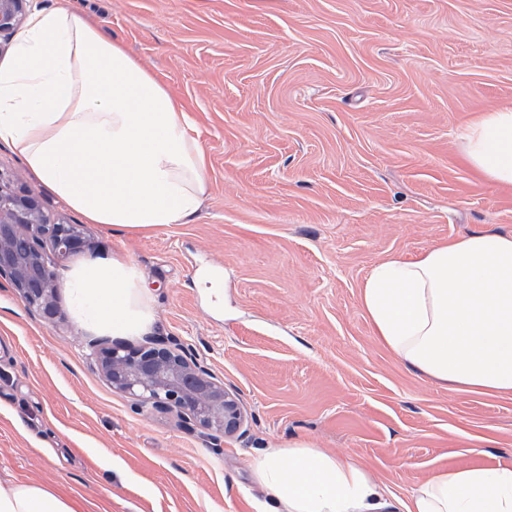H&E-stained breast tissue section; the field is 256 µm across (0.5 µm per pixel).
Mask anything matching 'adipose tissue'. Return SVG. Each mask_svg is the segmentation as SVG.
<instances>
[{"instance_id": "adipose-tissue-1", "label": "adipose tissue", "mask_w": 512, "mask_h": 512, "mask_svg": "<svg viewBox=\"0 0 512 512\" xmlns=\"http://www.w3.org/2000/svg\"><path fill=\"white\" fill-rule=\"evenodd\" d=\"M196 124L169 89L73 9L41 8L0 64V142L89 223L122 234L188 223L207 190ZM480 176L512 186V109L481 114L462 135ZM74 321L92 336L152 334L156 296L126 254L90 256L62 276ZM361 304L376 336L420 376L512 394V235L476 232L371 268ZM251 468L266 512H393L359 463L295 442ZM405 512H512V465L430 478ZM0 512H77L33 483L0 481Z\"/></svg>"}]
</instances>
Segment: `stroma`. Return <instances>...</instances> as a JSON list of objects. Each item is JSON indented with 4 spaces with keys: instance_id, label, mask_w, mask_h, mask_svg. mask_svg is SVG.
Here are the masks:
<instances>
[{
    "instance_id": "1",
    "label": "stroma",
    "mask_w": 512,
    "mask_h": 512,
    "mask_svg": "<svg viewBox=\"0 0 512 512\" xmlns=\"http://www.w3.org/2000/svg\"><path fill=\"white\" fill-rule=\"evenodd\" d=\"M66 5L190 112L208 185L186 224L122 236L85 223L0 143L9 189L121 251L161 336L223 379L242 433L212 445L137 407L93 365L66 301L54 321L0 281V479L81 512H259L250 467L303 441L401 500L431 477L512 464V394L410 372L360 286L377 263L479 231L512 234V187L460 139L512 107V0H25Z\"/></svg>"
}]
</instances>
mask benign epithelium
I'll list each match as a JSON object with an SVG mask.
<instances>
[{
  "label": "benign epithelium",
  "mask_w": 512,
  "mask_h": 512,
  "mask_svg": "<svg viewBox=\"0 0 512 512\" xmlns=\"http://www.w3.org/2000/svg\"><path fill=\"white\" fill-rule=\"evenodd\" d=\"M23 0H0V34L19 26ZM91 246L75 225L52 224L33 195L5 189L0 172V278L49 320L57 313L54 259ZM112 388L142 407L174 411L189 430L215 443L240 429L244 412L211 370L182 348L158 341L149 348L103 347L92 352Z\"/></svg>",
  "instance_id": "7a95c632"
}]
</instances>
